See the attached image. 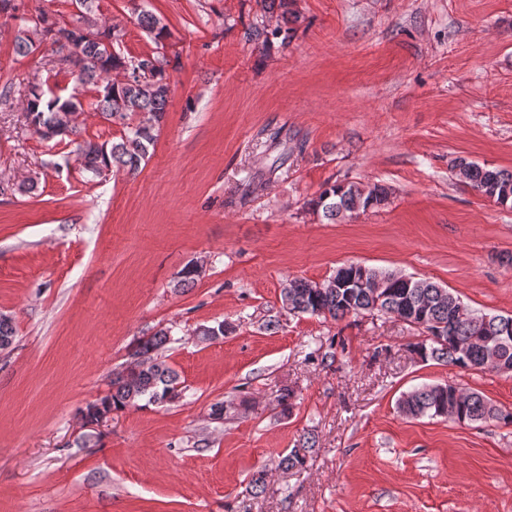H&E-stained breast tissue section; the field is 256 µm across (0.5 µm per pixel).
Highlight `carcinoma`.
<instances>
[{"instance_id": "1", "label": "carcinoma", "mask_w": 512, "mask_h": 512, "mask_svg": "<svg viewBox=\"0 0 512 512\" xmlns=\"http://www.w3.org/2000/svg\"><path fill=\"white\" fill-rule=\"evenodd\" d=\"M291 0H269V8L280 11L285 23H296L299 16L290 9ZM119 35L108 43L95 39L84 41L82 48L58 39L51 40L55 54L69 50L63 61L78 73L79 80L95 87L94 111L108 121L121 123L132 112H148L162 118L169 94L162 60L148 56L127 59L114 50ZM25 116L38 136L53 127L61 112H82L84 103L79 95H63L50 87L31 86L25 101ZM72 136L80 139V164L87 172L100 176L112 167H122L133 173L147 156L155 135L150 126H133L117 142H98L82 138L76 129ZM454 169L459 178L482 195L505 205L512 202V172L490 169L475 162L458 159ZM387 201L385 188L369 189L354 183H334L325 187L312 201L323 216L335 221L360 210L383 205ZM387 281V298L375 305L372 299L373 280ZM333 288H314L312 282L295 279L281 289L282 307L293 313H307L341 320L347 316L377 313L393 317L422 331V339L411 345V351L422 360H435L464 369H496L502 365L512 369V316L493 315L478 329L473 313L458 315L461 300L458 295L433 282L402 277L360 264L344 265L332 277ZM15 336L12 319L0 315V350L9 348ZM169 340V333L160 330L141 341L135 359L111 382V390L88 403L84 418L92 416L99 403L106 409L122 410L142 407V404L164 405L179 396L180 377L166 362L152 353ZM402 414L418 417H446L459 422L490 419H510L512 412L503 413L491 400L478 392L466 391L453 385H425L399 402ZM313 451L309 442L292 449L277 463L281 470L305 465Z\"/></svg>"}]
</instances>
